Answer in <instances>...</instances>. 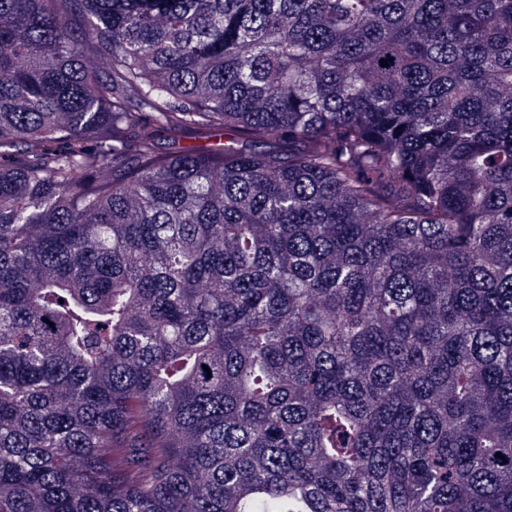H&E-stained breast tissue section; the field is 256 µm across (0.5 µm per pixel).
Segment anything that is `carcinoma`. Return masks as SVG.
<instances>
[{
    "label": "carcinoma",
    "mask_w": 512,
    "mask_h": 512,
    "mask_svg": "<svg viewBox=\"0 0 512 512\" xmlns=\"http://www.w3.org/2000/svg\"><path fill=\"white\" fill-rule=\"evenodd\" d=\"M0 512H512V0H0Z\"/></svg>",
    "instance_id": "cac0c4a2"
}]
</instances>
